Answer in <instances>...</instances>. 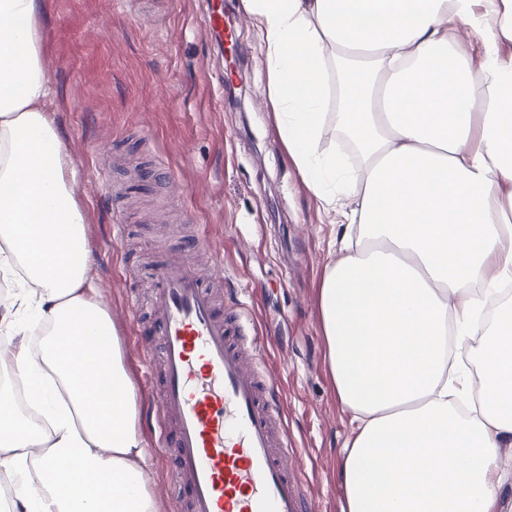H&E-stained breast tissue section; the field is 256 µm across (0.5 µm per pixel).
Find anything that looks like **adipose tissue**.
<instances>
[{
  "label": "adipose tissue",
  "instance_id": "1",
  "mask_svg": "<svg viewBox=\"0 0 512 512\" xmlns=\"http://www.w3.org/2000/svg\"><path fill=\"white\" fill-rule=\"evenodd\" d=\"M244 4L289 156L330 222L357 228L319 292L354 423L345 512H500L512 300L486 308L512 280V0ZM38 6L0 0V336L28 403L0 383V478L10 512H160L76 166L44 107ZM328 126L357 166L322 150Z\"/></svg>",
  "mask_w": 512,
  "mask_h": 512
}]
</instances>
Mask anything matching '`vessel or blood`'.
<instances>
[{"mask_svg": "<svg viewBox=\"0 0 512 512\" xmlns=\"http://www.w3.org/2000/svg\"><path fill=\"white\" fill-rule=\"evenodd\" d=\"M155 278L158 428L173 434L160 446L173 451L189 512H315L245 319L216 314L181 258L161 261Z\"/></svg>", "mask_w": 512, "mask_h": 512, "instance_id": "1", "label": "vessel or blood"}]
</instances>
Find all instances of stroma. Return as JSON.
<instances>
[{
	"instance_id": "1",
	"label": "stroma",
	"mask_w": 512,
	"mask_h": 512,
	"mask_svg": "<svg viewBox=\"0 0 512 512\" xmlns=\"http://www.w3.org/2000/svg\"><path fill=\"white\" fill-rule=\"evenodd\" d=\"M51 115L75 159L95 276L138 403L160 512H188L158 453L154 268L184 253L212 273L222 311L253 325L262 369L318 512H343L339 467L352 430L326 366L319 288L343 227L323 223L277 129L261 41L242 0H40ZM222 15L216 40L206 11ZM125 232L116 236L114 224Z\"/></svg>"
}]
</instances>
